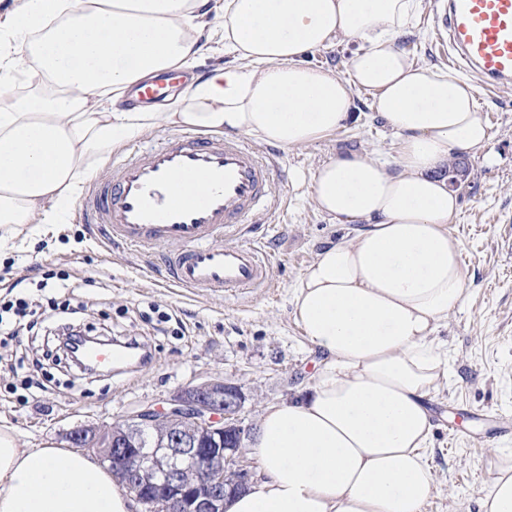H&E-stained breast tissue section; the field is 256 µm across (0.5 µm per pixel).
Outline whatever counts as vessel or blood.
Returning <instances> with one entry per match:
<instances>
[{
  "label": "vessel or blood",
  "mask_w": 512,
  "mask_h": 512,
  "mask_svg": "<svg viewBox=\"0 0 512 512\" xmlns=\"http://www.w3.org/2000/svg\"><path fill=\"white\" fill-rule=\"evenodd\" d=\"M434 22L459 67L489 83H512V0H447ZM189 80L185 71L158 74L134 86L124 105H162ZM279 161L278 153H259L238 136L178 128L160 146L113 161L109 181L88 182L79 215L83 223L104 225L109 242L140 251L168 247L173 287L242 295L272 280L266 252L237 236L249 217L278 213ZM178 183L195 185L194 198L174 202Z\"/></svg>",
  "instance_id": "1"
}]
</instances>
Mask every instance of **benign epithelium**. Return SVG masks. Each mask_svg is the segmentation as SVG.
<instances>
[{"label": "benign epithelium", "instance_id": "benign-epithelium-1", "mask_svg": "<svg viewBox=\"0 0 512 512\" xmlns=\"http://www.w3.org/2000/svg\"><path fill=\"white\" fill-rule=\"evenodd\" d=\"M242 388L222 378L189 385L160 404L141 406L114 423L70 429L66 439L109 463L122 487L143 497L147 477L161 484L147 500L149 512H224V499L245 490L253 474L242 464L250 429L241 415ZM157 434L156 447H141L138 433Z\"/></svg>", "mask_w": 512, "mask_h": 512}]
</instances>
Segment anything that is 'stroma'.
Segmentation results:
<instances>
[{"label": "stroma", "mask_w": 512, "mask_h": 512, "mask_svg": "<svg viewBox=\"0 0 512 512\" xmlns=\"http://www.w3.org/2000/svg\"><path fill=\"white\" fill-rule=\"evenodd\" d=\"M437 0H425L413 32L400 46L417 64L442 66L448 49L432 32ZM486 144L471 153L470 174L456 188L459 209L449 229L459 241L468 300L440 327L448 354V388L438 394L431 433L435 491L425 512H477L497 453H512V433L489 443V420H512V86H486L473 72ZM343 128L313 144L280 149L276 182L282 206L274 222L254 223L244 239L259 242L273 263L271 287L241 296L190 294L160 278L164 253L111 246L99 229L71 213L67 223L0 225V304L22 284L40 317L19 337L0 335V424L15 428L20 444L65 447L66 432L121 418L135 405L190 384L222 378L247 394L246 424L258 425L265 406L303 391L321 355L306 339L292 304L296 282L330 240L346 234L312 204V176L330 157L360 152L393 161L397 139L368 93ZM50 287L39 290L42 273ZM69 303L71 319L104 336L147 343L152 358L133 374L88 375L32 367L47 336L63 320L48 298Z\"/></svg>", "instance_id": "35a3bbf8"}]
</instances>
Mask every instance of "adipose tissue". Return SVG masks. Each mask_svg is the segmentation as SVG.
Here are the masks:
<instances>
[{
    "mask_svg": "<svg viewBox=\"0 0 512 512\" xmlns=\"http://www.w3.org/2000/svg\"><path fill=\"white\" fill-rule=\"evenodd\" d=\"M423 0H20L0 17V224H62L112 150L164 124L282 148L327 138L372 94L392 165L338 155L313 174L317 211L352 230L321 248L292 303L322 356L306 397L265 407L259 476L225 512H424L435 490L431 404L448 386L436 338L467 299L458 196L438 169L483 146L474 86L397 46ZM221 24L208 26L209 12ZM218 40L233 63L196 74ZM356 48L344 72L306 53ZM195 77L167 111L129 112L152 75ZM478 512H512V455ZM96 457L18 445L0 424V512H136Z\"/></svg>",
    "mask_w": 512,
    "mask_h": 512,
    "instance_id": "adipose-tissue-1",
    "label": "adipose tissue"
}]
</instances>
